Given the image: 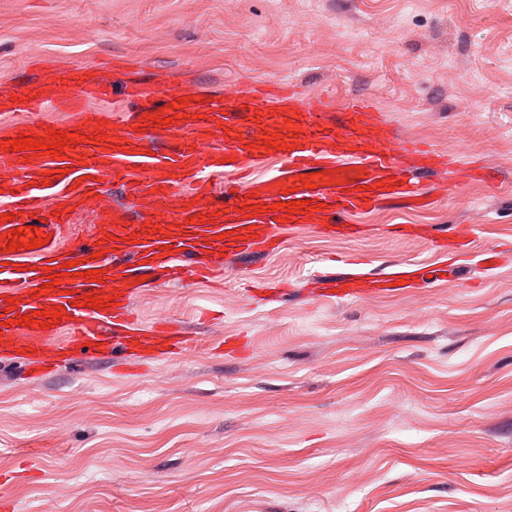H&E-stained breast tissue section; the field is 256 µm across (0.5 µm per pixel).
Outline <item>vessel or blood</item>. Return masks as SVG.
I'll use <instances>...</instances> for the list:
<instances>
[{"label": "vessel or blood", "instance_id": "1", "mask_svg": "<svg viewBox=\"0 0 512 512\" xmlns=\"http://www.w3.org/2000/svg\"><path fill=\"white\" fill-rule=\"evenodd\" d=\"M107 68L49 64L34 82L0 91V359L51 374L71 361L162 356L182 345L179 326L133 312L143 288L189 275H223L246 256L278 251L283 231L308 224L326 236L364 232L361 216L384 207L420 208L431 193L460 185L457 155L417 139H399L388 113L363 99L304 95L291 79L240 85L215 96L191 82L156 94L139 80L122 87L121 106L106 109ZM46 112L62 121L46 122ZM74 134L61 158L13 151L8 141ZM120 181L131 208L108 205L106 179ZM311 201L293 213L290 204ZM98 217L87 240L71 233L76 214ZM36 230L45 244L6 252L11 232ZM413 234L437 248L470 237L471 224L443 234L416 224ZM74 264L76 273L61 276ZM99 278H90V271ZM60 283L44 293L47 275ZM446 279L438 266L405 262L386 273L348 265L323 281L324 297L394 295L417 278ZM113 305L86 307V296ZM61 310L49 328L19 325L33 311Z\"/></svg>", "mask_w": 512, "mask_h": 512}]
</instances>
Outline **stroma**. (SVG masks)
Returning <instances> with one entry per match:
<instances>
[{"label": "stroma", "instance_id": "obj_1", "mask_svg": "<svg viewBox=\"0 0 512 512\" xmlns=\"http://www.w3.org/2000/svg\"><path fill=\"white\" fill-rule=\"evenodd\" d=\"M511 48L512 0H0V91L32 67L130 55L143 80L185 70L210 92L288 77L370 97L401 134L501 174L372 213L355 240L308 227L223 281L146 288L136 311L180 321L187 343L139 371L78 361L27 381L0 363V472H41L0 487L14 512H512ZM400 224L476 231L447 280L300 295L331 255L438 262ZM493 247L508 255L489 267ZM245 279L293 290L248 306Z\"/></svg>", "mask_w": 512, "mask_h": 512}]
</instances>
